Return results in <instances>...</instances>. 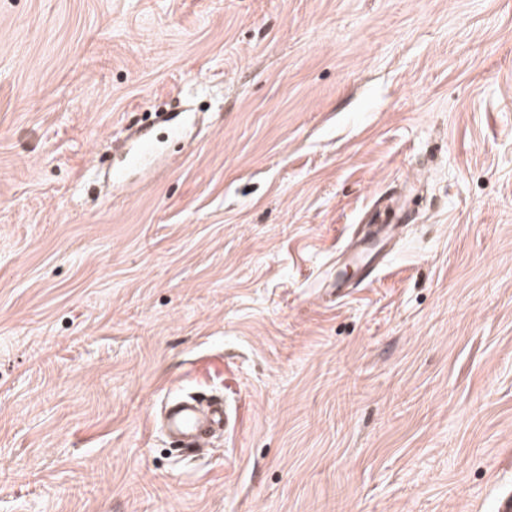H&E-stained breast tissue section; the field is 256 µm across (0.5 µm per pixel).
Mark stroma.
Instances as JSON below:
<instances>
[{
  "instance_id": "obj_1",
  "label": "stroma",
  "mask_w": 512,
  "mask_h": 512,
  "mask_svg": "<svg viewBox=\"0 0 512 512\" xmlns=\"http://www.w3.org/2000/svg\"><path fill=\"white\" fill-rule=\"evenodd\" d=\"M510 500L512 0H0V512ZM229 422V413L220 400L209 399L205 411L194 400L180 398L167 406V424L178 447L186 451L199 447Z\"/></svg>"
}]
</instances>
